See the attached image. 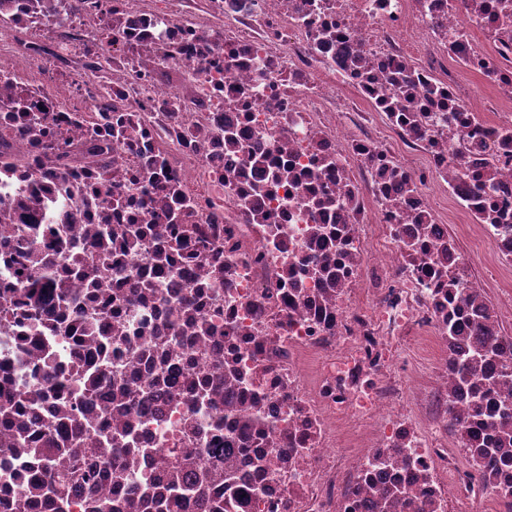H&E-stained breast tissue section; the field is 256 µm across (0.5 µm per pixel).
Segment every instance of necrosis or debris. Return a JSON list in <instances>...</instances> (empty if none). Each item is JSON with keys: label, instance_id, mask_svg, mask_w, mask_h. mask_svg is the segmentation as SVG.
<instances>
[{"label": "necrosis or debris", "instance_id": "obj_1", "mask_svg": "<svg viewBox=\"0 0 512 512\" xmlns=\"http://www.w3.org/2000/svg\"><path fill=\"white\" fill-rule=\"evenodd\" d=\"M53 2L0 6V445L18 411L58 427L51 376L86 447L230 444L245 512H370L386 482L448 512L473 427L448 323L498 330L448 216L512 267V0ZM20 247L66 290L35 318ZM227 366L204 405L112 399Z\"/></svg>", "mask_w": 512, "mask_h": 512}]
</instances>
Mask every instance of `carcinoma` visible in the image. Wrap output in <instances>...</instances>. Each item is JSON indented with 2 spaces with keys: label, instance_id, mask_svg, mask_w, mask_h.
<instances>
[{
  "label": "carcinoma",
  "instance_id": "obj_1",
  "mask_svg": "<svg viewBox=\"0 0 512 512\" xmlns=\"http://www.w3.org/2000/svg\"><path fill=\"white\" fill-rule=\"evenodd\" d=\"M26 287L30 307L40 309L46 284L34 274ZM471 333L468 349L448 361V369L459 386L473 389V414L480 417V425L495 433V438L469 449L475 479L485 486L491 481L490 465L497 462L504 467L512 465V411L505 402L486 410V393L480 391L482 387L498 384L507 373H490L477 386L474 367L492 360L509 337L487 336L479 324ZM120 396L131 409L151 397V392L122 386ZM109 437L113 448L109 455H98L94 448H64L59 444L58 431L50 429L43 433L41 448L0 447V455H12L25 464L36 461V465L28 467L23 489L13 500L12 512H70L75 494L84 498L85 512H225L226 492H232L241 506L249 496V488L240 484L234 453L229 447L213 449L222 453V459L208 467L199 461L195 448L172 449L182 458L178 464L171 463L169 455L156 451L150 454V460L163 473V482L142 483L129 476V468L147 450L125 447L126 441L118 432ZM103 482L111 483L114 493H99ZM371 508L373 512H399V491L386 486Z\"/></svg>",
  "mask_w": 512,
  "mask_h": 512
}]
</instances>
